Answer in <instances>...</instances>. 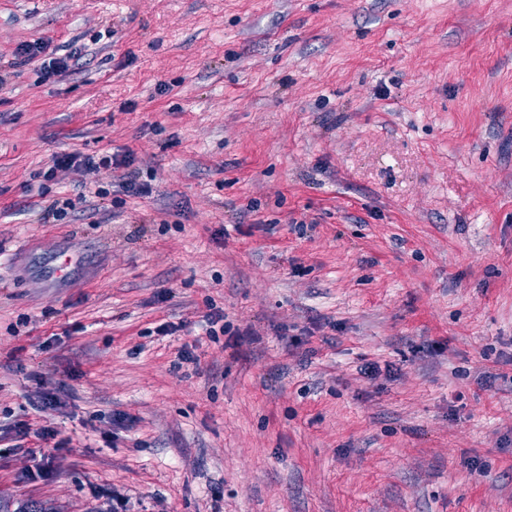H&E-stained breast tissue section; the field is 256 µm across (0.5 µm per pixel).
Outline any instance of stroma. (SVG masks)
Masks as SVG:
<instances>
[{"label": "stroma", "mask_w": 512, "mask_h": 512, "mask_svg": "<svg viewBox=\"0 0 512 512\" xmlns=\"http://www.w3.org/2000/svg\"><path fill=\"white\" fill-rule=\"evenodd\" d=\"M0 76V512H512V0H0ZM75 151L148 193L39 223ZM129 165L130 155L119 158L118 155L109 152L95 155L80 152L64 153L52 157L47 169L43 172V178L45 181L57 182L60 173L74 172L84 176Z\"/></svg>", "instance_id": "stroma-1"}]
</instances>
